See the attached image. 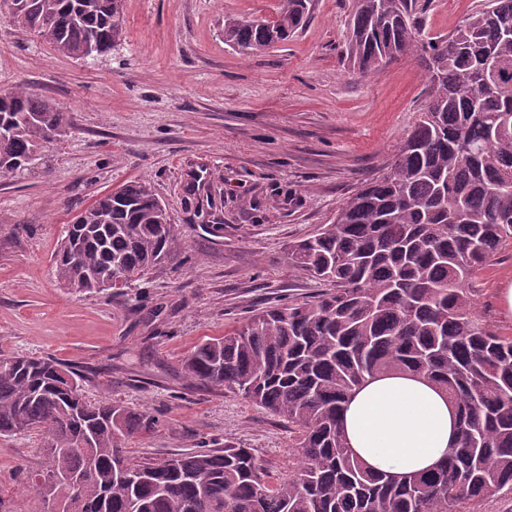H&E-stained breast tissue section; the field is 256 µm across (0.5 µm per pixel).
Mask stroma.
<instances>
[{
  "label": "stroma",
  "mask_w": 512,
  "mask_h": 512,
  "mask_svg": "<svg viewBox=\"0 0 512 512\" xmlns=\"http://www.w3.org/2000/svg\"><path fill=\"white\" fill-rule=\"evenodd\" d=\"M482 0H432L426 31L451 33ZM280 0H124L126 37L80 61L10 25L0 7V91L26 84L68 115L67 135L35 168L0 177V352L49 355L105 398L157 419L126 444L134 461L224 445L251 448L285 477L286 422L239 394L192 385L182 359L280 300L322 284L289 265L290 242L331 223L378 175L426 102L427 79L401 59L372 76L345 72L350 0H314L288 41L243 56L224 18L274 19ZM149 181L183 241L172 264L134 288L74 293L52 257L66 224L97 196ZM512 281V241L472 279L477 311L499 332L498 290ZM41 436L0 437V512L27 500Z\"/></svg>",
  "instance_id": "stroma-1"
}]
</instances>
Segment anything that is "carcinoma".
Masks as SVG:
<instances>
[{"mask_svg":"<svg viewBox=\"0 0 512 512\" xmlns=\"http://www.w3.org/2000/svg\"><path fill=\"white\" fill-rule=\"evenodd\" d=\"M430 0H352L347 69L401 58L429 77L427 101L382 172L288 263L330 288L253 315L183 359L193 383L225 387L288 423L297 458L275 483L252 449L224 446L154 462L123 448L156 419L92 403L52 357L0 354V436L37 432L49 496L67 512H462L512 491V335L474 309L473 276L512 240V0H485L449 35L423 37ZM11 25L62 55H101L123 35V0H10ZM312 0H282L272 21L224 17V44L251 54L307 24ZM491 53L508 71L488 88ZM68 118L19 85L0 93V175L29 169ZM182 248L151 184L98 197L53 258L74 292L128 288ZM403 371L448 394L459 413L448 459L428 473L374 474L344 446L342 405L366 379Z\"/></svg>","mask_w":512,"mask_h":512,"instance_id":"carcinoma-1","label":"carcinoma"}]
</instances>
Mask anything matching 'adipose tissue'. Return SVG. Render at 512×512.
<instances>
[{"instance_id": "1", "label": "adipose tissue", "mask_w": 512, "mask_h": 512, "mask_svg": "<svg viewBox=\"0 0 512 512\" xmlns=\"http://www.w3.org/2000/svg\"><path fill=\"white\" fill-rule=\"evenodd\" d=\"M457 423L456 407L444 393L405 373L367 379L341 413L349 448L382 473H418L443 463Z\"/></svg>"}]
</instances>
